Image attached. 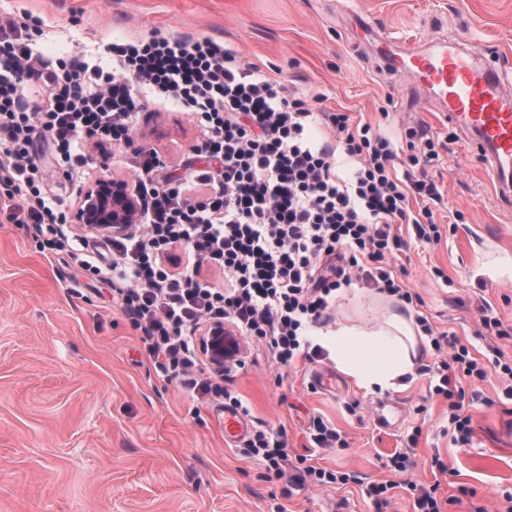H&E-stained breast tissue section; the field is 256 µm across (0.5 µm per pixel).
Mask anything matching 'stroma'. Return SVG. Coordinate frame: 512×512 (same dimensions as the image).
I'll list each match as a JSON object with an SVG mask.
<instances>
[{
	"mask_svg": "<svg viewBox=\"0 0 512 512\" xmlns=\"http://www.w3.org/2000/svg\"><path fill=\"white\" fill-rule=\"evenodd\" d=\"M373 20L355 27L346 11ZM44 21L36 42L56 58L81 46L110 68L104 48L127 36L206 35L244 62L321 96L333 111L381 128L404 144L411 128L433 137L429 174L443 188L433 208L436 244L391 259L414 301L412 315L452 331L473 355L479 309L512 327V200L498 196L474 144L436 110L432 91L407 92L411 77L387 73L376 32L398 48L428 47L465 32L512 79V0H0V14ZM165 153L161 180L188 175L199 133L185 113L146 102L134 134ZM129 148L88 149L92 180L131 181ZM396 298L352 285L339 291L333 323L368 327ZM469 442L448 431V402L413 375L405 388L369 394L329 358L280 367L256 347L227 388L241 399L248 431L280 434L290 458L355 475L347 485L297 487L226 437L219 402L168 380L143 333L121 312L111 284L41 250L28 224L0 223V512H373L362 488L391 480L388 457L410 450L412 480L440 482L442 512H505L512 502V380L488 369L463 379ZM391 405L392 424L375 416ZM330 421L345 447L313 448L312 417ZM448 468L436 476L433 458Z\"/></svg>",
	"mask_w": 512,
	"mask_h": 512,
	"instance_id": "35a3bbf8",
	"label": "stroma"
}]
</instances>
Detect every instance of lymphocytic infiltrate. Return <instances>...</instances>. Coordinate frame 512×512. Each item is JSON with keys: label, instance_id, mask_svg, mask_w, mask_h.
Returning <instances> with one entry per match:
<instances>
[{"label": "lymphocytic infiltrate", "instance_id": "1", "mask_svg": "<svg viewBox=\"0 0 512 512\" xmlns=\"http://www.w3.org/2000/svg\"><path fill=\"white\" fill-rule=\"evenodd\" d=\"M40 18L0 16V200L12 224H31L41 248L62 252L79 269L120 282L119 306L144 333L154 364L166 376L202 393L231 398L206 376L196 354L202 325L231 324L240 336L266 346L277 363L315 361L324 350L309 338L328 318L336 292L363 282L379 293L412 303L392 275L390 258L413 240L441 239L432 207L443 199L425 171L439 154L424 129H408L407 151L347 112L311 104L298 87L242 64L237 51L208 37L115 40L106 47L111 70L91 65L81 52L47 68L34 46ZM186 112L199 129L195 155L206 167L179 182H160L165 156L136 148L132 160L140 212L131 233L107 237L110 261L93 255L87 236H68L69 216L44 190L37 134H44L55 166L72 178L85 150L111 154L132 145L144 91ZM325 124L330 136L315 142L310 131ZM353 169L336 171V152ZM419 200L412 209L411 200ZM182 247L194 261L181 265ZM433 363L423 365L430 394L448 401V425L468 441L471 419L457 377H483L485 365L458 336L436 332L426 317ZM234 407L240 399L231 398ZM247 457L281 475L285 445L257 431ZM394 480L373 483L366 495L375 508L403 488L415 512H441L438 484L413 481L408 453L386 462Z\"/></svg>", "mask_w": 512, "mask_h": 512}]
</instances>
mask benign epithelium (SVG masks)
Returning a JSON list of instances; mask_svg holds the SVG:
<instances>
[{
	"mask_svg": "<svg viewBox=\"0 0 512 512\" xmlns=\"http://www.w3.org/2000/svg\"><path fill=\"white\" fill-rule=\"evenodd\" d=\"M84 198L88 203L77 211L76 219L89 230L122 235L137 224L138 199L123 181H99L86 189ZM225 338L224 326L215 325L202 343L206 360L218 370L224 369Z\"/></svg>",
	"mask_w": 512,
	"mask_h": 512,
	"instance_id": "1",
	"label": "benign epithelium"
}]
</instances>
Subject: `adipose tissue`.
I'll return each instance as SVG.
<instances>
[{
    "label": "adipose tissue",
    "instance_id": "obj_1",
    "mask_svg": "<svg viewBox=\"0 0 512 512\" xmlns=\"http://www.w3.org/2000/svg\"><path fill=\"white\" fill-rule=\"evenodd\" d=\"M315 342L341 372L372 394L403 388L420 360L414 322L402 312L371 328L318 330Z\"/></svg>",
    "mask_w": 512,
    "mask_h": 512
}]
</instances>
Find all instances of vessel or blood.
<instances>
[{
  "instance_id": "vessel-or-blood-1",
  "label": "vessel or blood",
  "mask_w": 512,
  "mask_h": 512,
  "mask_svg": "<svg viewBox=\"0 0 512 512\" xmlns=\"http://www.w3.org/2000/svg\"><path fill=\"white\" fill-rule=\"evenodd\" d=\"M382 59L391 72L410 74L434 91L444 118L485 158L498 193L512 197V85L484 54L455 35L424 51L398 55L386 50Z\"/></svg>"
}]
</instances>
